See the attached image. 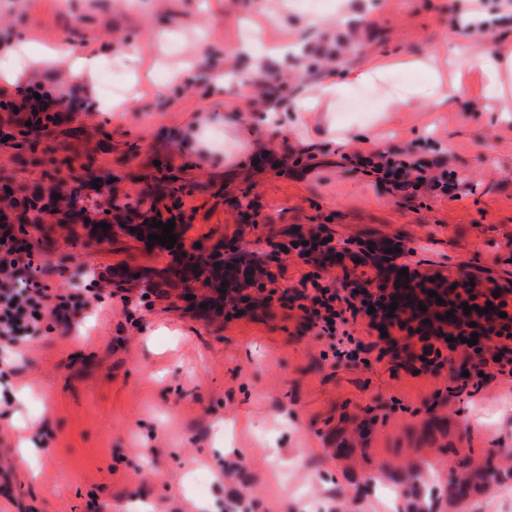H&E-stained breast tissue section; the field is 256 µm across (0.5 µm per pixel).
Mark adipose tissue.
I'll return each mask as SVG.
<instances>
[{"label":"adipose tissue","instance_id":"obj_1","mask_svg":"<svg viewBox=\"0 0 512 512\" xmlns=\"http://www.w3.org/2000/svg\"><path fill=\"white\" fill-rule=\"evenodd\" d=\"M448 58L453 67L446 71L437 65L432 55L396 60L369 56L359 66L344 71L341 77L320 83L294 104L293 118L297 126L308 123L312 113L325 115L317 139L302 141L301 150L338 151L343 137L331 118L333 106L337 98L364 84L377 86L383 113L422 103L439 110L464 100L470 77L475 74L481 80L486 97L498 102L501 112H512V45H492L475 59L458 52L452 45L448 48ZM397 68L422 72L425 79L419 84L394 89L381 87L383 74ZM224 139L229 145L224 154L225 164L234 169H247L258 149L253 129L225 118Z\"/></svg>","mask_w":512,"mask_h":512}]
</instances>
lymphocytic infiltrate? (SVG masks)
Returning a JSON list of instances; mask_svg holds the SVG:
<instances>
[{
	"instance_id": "obj_1",
	"label": "lymphocytic infiltrate",
	"mask_w": 512,
	"mask_h": 512,
	"mask_svg": "<svg viewBox=\"0 0 512 512\" xmlns=\"http://www.w3.org/2000/svg\"><path fill=\"white\" fill-rule=\"evenodd\" d=\"M51 91L35 90L32 86L16 89L0 87V110L8 114L9 124L23 126L33 122L42 126L54 123L57 113L53 109ZM367 163L379 179L391 183L393 189L403 192L423 187L447 191L445 174H432L421 164H408L395 156L371 155ZM465 301L474 306V313L462 316L455 328L440 325L432 332L414 327L411 319L391 316L389 305L394 293L383 287L377 291L362 290L349 296H340L332 288L313 284L311 289L298 290L295 301L304 305V313L312 315L324 334L335 335L336 326L347 316H363L373 330L388 329L385 343H393L391 329L404 331L407 340H418L422 362L421 373L435 371L443 364L464 358L475 373L494 372L512 377V302L507 289L492 291L463 283ZM86 299L77 294H64L45 281L41 265L32 256L20 254L12 242L0 241V340L16 345L23 337L36 334L47 316H54L63 325H70L86 307ZM493 306L495 318L484 319L481 311ZM475 331L476 347H464L449 341L450 331Z\"/></svg>"
}]
</instances>
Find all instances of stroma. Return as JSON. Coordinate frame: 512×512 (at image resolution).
<instances>
[{"mask_svg": "<svg viewBox=\"0 0 512 512\" xmlns=\"http://www.w3.org/2000/svg\"><path fill=\"white\" fill-rule=\"evenodd\" d=\"M355 9L363 45L328 8L319 14L328 48L311 44L263 74L296 95L366 54H434L451 43L469 54L482 40H512L507 29L463 30L455 0H356ZM309 19L295 0H0L1 38L96 60L97 78L56 74V96L100 87L113 67L126 101L119 118L88 110L37 141H0V177L77 190L94 220L107 198L90 178L116 182L120 205L140 211L147 184L163 181L185 242L255 253L276 275L269 303L228 322L174 293L147 305L139 289L111 279L124 267L165 269L170 256L130 236L96 246L88 227L45 215L50 243L33 231L24 240L47 279L72 290L79 267L101 292L71 329L46 318L0 378V512H512V477L463 498L453 487L466 464L490 460L512 474V379L460 395L454 371L412 375L400 344L382 358L368 350L336 362V338L282 298L307 276L365 284L374 263L389 280L404 267L512 289V120L487 111L474 90L457 106L402 108L387 120L367 88L369 119L337 116L398 158L446 172L451 198L362 176L346 157L364 142L332 163L302 154L214 79L250 67L235 50L251 36L271 46L309 41ZM187 60L180 83L158 84L160 70ZM237 111L263 139L257 165L240 173L224 166L223 116ZM312 227L346 258L325 265L283 252ZM371 245L405 255L373 262L364 256Z\"/></svg>", "mask_w": 512, "mask_h": 512, "instance_id": "stroma-1", "label": "stroma"}]
</instances>
